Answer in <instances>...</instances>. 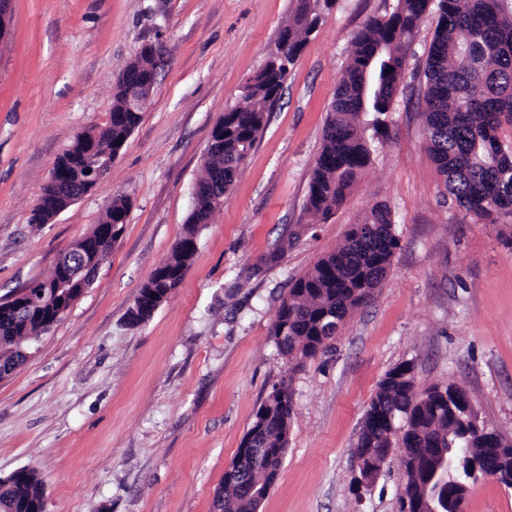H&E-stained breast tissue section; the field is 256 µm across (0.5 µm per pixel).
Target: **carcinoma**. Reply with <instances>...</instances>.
I'll list each match as a JSON object with an SVG mask.
<instances>
[{"instance_id": "1", "label": "carcinoma", "mask_w": 512, "mask_h": 512, "mask_svg": "<svg viewBox=\"0 0 512 512\" xmlns=\"http://www.w3.org/2000/svg\"><path fill=\"white\" fill-rule=\"evenodd\" d=\"M296 13L287 26L288 55L265 66L244 83L238 104L224 112V148L206 153L199 181L216 171L229 190L267 122L271 101L277 100L289 68L294 64L330 0H297ZM438 13L437 26L427 50L425 146L456 205L486 224L512 221V139L501 131L512 129V0H398L391 13L369 17L352 40L350 58L337 84L330 115L323 131L322 149L313 168L305 209L315 219L327 218L343 204L371 161L375 143L389 136L387 117L405 68L403 60L416 29L430 6ZM125 78H116L112 120L103 124L101 146L126 143L142 112H126V85L156 75L155 59L143 54L127 66ZM68 186L45 184L40 194L43 216L32 214L31 224L46 223L62 205ZM130 199L112 197L101 223L128 215ZM216 207L201 193L169 258L152 271L140 288L129 320L141 324L152 317V295H163L181 282L196 254L199 229L209 223ZM97 252L101 265L112 247L92 238L76 243L70 252L75 262L84 259L82 245ZM400 246L391 214L376 203L346 232L335 251L319 259L296 279L279 306L272 336L280 354L297 367L326 353L351 313L379 288ZM47 332L26 308L0 309V379L10 376L26 360L29 342ZM414 366L403 362L389 370L378 386L365 415H397L404 427L398 442L388 428H361L355 451L367 456L364 475L377 473L387 462V449L409 452L415 467L407 470L406 495L411 487L429 479L440 449L451 450L454 481L449 492L454 512L464 507L470 471L476 460L494 453L501 468L512 473V438L498 431L489 436L470 435L478 412L447 400L454 385L434 384L418 393ZM445 390L440 394L439 390ZM293 414L290 383L272 386L258 408L250 431L259 432L267 453L245 481L271 486L276 481L288 447ZM221 512H252L243 483L224 474L219 492ZM42 481L32 469L0 480V512H39L43 509Z\"/></svg>"}]
</instances>
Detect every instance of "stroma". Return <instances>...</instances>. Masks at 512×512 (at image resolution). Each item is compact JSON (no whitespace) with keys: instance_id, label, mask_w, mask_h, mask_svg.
Masks as SVG:
<instances>
[{"instance_id":"35a3bbf8","label":"stroma","mask_w":512,"mask_h":512,"mask_svg":"<svg viewBox=\"0 0 512 512\" xmlns=\"http://www.w3.org/2000/svg\"><path fill=\"white\" fill-rule=\"evenodd\" d=\"M297 0H9L0 40V302L48 278L129 197L125 231L93 285L0 380V478L35 469L46 512H214L274 383L293 396L288 451L259 512H399L392 454L352 488L362 420L387 371L417 390L452 383L488 428L512 437V223L486 224L448 195L422 135L427 11L388 118L390 137L324 222L305 210L354 34L397 0H333L224 206L197 237L172 294L145 323L128 310L171 254L193 208L208 137L241 85L278 49ZM158 57L147 109L98 187L50 223L28 218L54 162L112 109V85L143 45ZM400 247L380 288L332 349L292 368L270 335L293 280L375 203ZM464 512H512L483 478Z\"/></svg>"}]
</instances>
